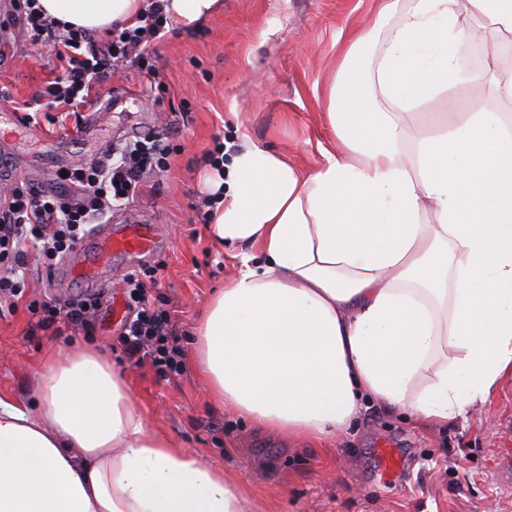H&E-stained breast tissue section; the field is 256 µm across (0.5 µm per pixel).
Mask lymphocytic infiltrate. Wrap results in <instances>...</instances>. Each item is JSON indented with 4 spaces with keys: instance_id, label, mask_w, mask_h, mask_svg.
<instances>
[{
    "instance_id": "obj_1",
    "label": "lymphocytic infiltrate",
    "mask_w": 512,
    "mask_h": 512,
    "mask_svg": "<svg viewBox=\"0 0 512 512\" xmlns=\"http://www.w3.org/2000/svg\"><path fill=\"white\" fill-rule=\"evenodd\" d=\"M13 6L33 41L55 48L60 73L41 95L46 110L78 120L107 73L133 70L147 79L156 75L154 43L169 22L162 0H148L138 26L113 25L99 42L84 29L64 27L48 17L39 0H13ZM168 152V144L157 136L126 144L118 152L105 150L91 163L68 168L60 190L52 193L21 181L0 183V304L22 296L29 262L54 269L76 249L87 224L133 202L144 182L166 171ZM158 281L155 265L125 274L126 305L133 315L125 341L140 358L177 373L181 351L169 341L171 314L162 297L151 294Z\"/></svg>"
}]
</instances>
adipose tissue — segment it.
Instances as JSON below:
<instances>
[{"mask_svg":"<svg viewBox=\"0 0 512 512\" xmlns=\"http://www.w3.org/2000/svg\"><path fill=\"white\" fill-rule=\"evenodd\" d=\"M39 3L93 32L142 11ZM466 5L512 32V0H409L372 82L350 66L329 86L338 146L318 168L254 144L223 164L210 231L239 269L194 335L216 405L324 443L365 400L448 423L512 374V134L499 112L512 80L493 62L459 67ZM484 81L492 96L466 122L407 149L401 112ZM36 393L32 407L0 396V512H247L232 475L149 425L96 348L50 353Z\"/></svg>","mask_w":512,"mask_h":512,"instance_id":"adipose-tissue-1","label":"adipose tissue"}]
</instances>
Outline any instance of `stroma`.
I'll list each match as a JSON object with an SVG mask.
<instances>
[{"label": "stroma", "mask_w": 512, "mask_h": 512, "mask_svg": "<svg viewBox=\"0 0 512 512\" xmlns=\"http://www.w3.org/2000/svg\"><path fill=\"white\" fill-rule=\"evenodd\" d=\"M376 0H224L222 11L192 27L171 21L155 46L158 79L144 95L138 76L109 78L94 95L102 112L89 141H75L73 127L48 121L15 131L23 103L60 73L49 43L34 44L16 12L0 8V140L16 152V177L51 191L56 170L46 155L58 149L71 163H89L102 151L170 128V169L147 183L133 211L115 210L91 233L132 218L153 225L148 263H163L160 290L171 312L173 339L184 354L173 373L137 361L123 342L122 275L133 259L116 255L94 285L62 286L53 274L31 269L27 296L0 316V395L26 403L49 351L71 344L105 345L125 374L134 408L153 425L223 466L250 503V512H512V376L466 419L421 426L407 415L372 402L347 431L323 445L285 443L249 421L213 405L192 359L191 336L212 292L238 270L230 249L208 230L201 207L210 192L209 157L248 144L272 150L312 170L333 146L324 88L338 73L350 31L372 27ZM459 25L475 35L482 62L501 59L499 80L512 79V33H491L471 13ZM490 96L488 84L451 88L433 104L403 113L408 146L437 126L464 122ZM52 295L64 302L100 298L91 328L58 317L49 326L29 302ZM405 459L386 474L379 450Z\"/></svg>", "instance_id": "1"}]
</instances>
